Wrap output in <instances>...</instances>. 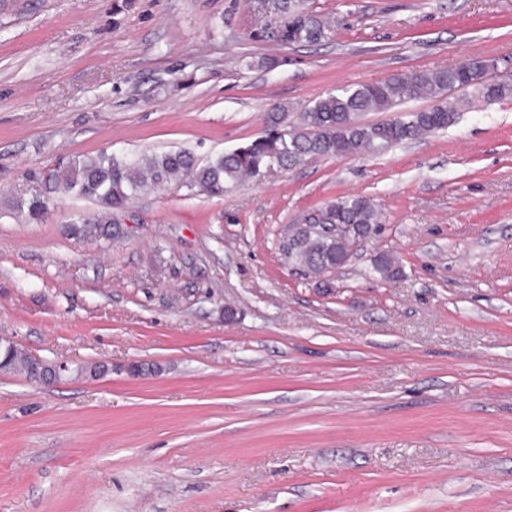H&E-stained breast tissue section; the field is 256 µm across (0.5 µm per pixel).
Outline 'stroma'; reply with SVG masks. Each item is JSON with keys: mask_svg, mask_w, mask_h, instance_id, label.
<instances>
[{"mask_svg": "<svg viewBox=\"0 0 512 512\" xmlns=\"http://www.w3.org/2000/svg\"><path fill=\"white\" fill-rule=\"evenodd\" d=\"M317 45L254 37L245 0H0V337L64 360L0 374V512H512V98L382 155L169 185L69 236L9 203L59 163L300 123L346 85L512 59V0H307ZM343 195L383 232L325 293L277 243ZM392 251L401 278L370 272ZM103 362L104 376L77 375ZM141 366V374L129 371Z\"/></svg>", "mask_w": 512, "mask_h": 512, "instance_id": "obj_1", "label": "stroma"}]
</instances>
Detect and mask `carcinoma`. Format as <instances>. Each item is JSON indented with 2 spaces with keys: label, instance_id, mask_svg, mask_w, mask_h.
I'll list each match as a JSON object with an SVG mask.
<instances>
[{
  "label": "carcinoma",
  "instance_id": "obj_1",
  "mask_svg": "<svg viewBox=\"0 0 512 512\" xmlns=\"http://www.w3.org/2000/svg\"><path fill=\"white\" fill-rule=\"evenodd\" d=\"M272 14L276 21L271 34L281 44H318L334 33L328 18L306 8L302 0H277ZM484 70L485 59L472 58L449 68L418 70L376 83L338 88L311 102L302 113L301 127L281 128L280 117L273 113L265 135L204 165L188 150L144 154L133 159L116 158L105 152L85 155L49 172L43 178L42 191L17 197L11 205L37 223L45 220L53 198L60 194L92 199L98 204L95 215L77 218L67 226V232L87 241L114 240L123 237L124 232L112 221V212L125 208L151 189L174 184L221 196L242 177L260 175L273 160L291 168L319 156L382 154L399 143L450 127L457 121L460 102L444 100L430 109L374 124L358 121L363 112L388 111L406 101L443 97L462 83L470 84L486 102L512 97V84L495 86L484 77ZM319 224H341L345 233L326 238L318 232ZM380 232L378 213L369 198L341 196L289 226L278 251L288 269L319 279L320 287L327 291L334 287L327 275L345 266L350 241ZM371 270L385 280L398 279L403 273L390 251L376 254ZM0 372L30 377L28 353L1 340Z\"/></svg>",
  "mask_w": 512,
  "mask_h": 512
}]
</instances>
